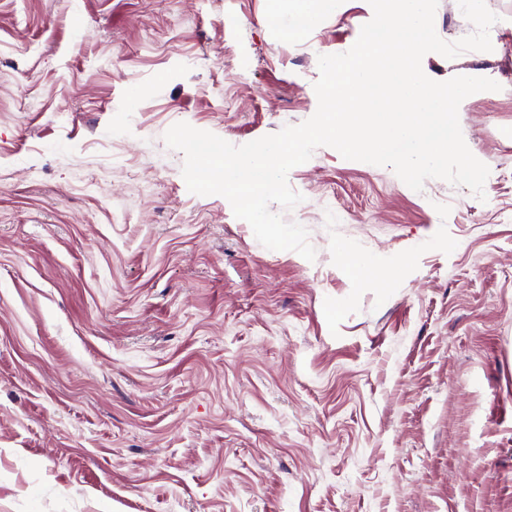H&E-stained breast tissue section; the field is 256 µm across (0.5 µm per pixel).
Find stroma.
<instances>
[{"label":"stroma","instance_id":"stroma-1","mask_svg":"<svg viewBox=\"0 0 512 512\" xmlns=\"http://www.w3.org/2000/svg\"><path fill=\"white\" fill-rule=\"evenodd\" d=\"M485 2L491 51L422 59L500 85L459 114L484 198L318 147L270 206L309 261L189 192L164 134L309 119L368 0L301 31L293 0H0V512H512V0ZM346 256L356 260L364 276L377 288H383L393 275L396 266L369 259L355 247H349Z\"/></svg>","mask_w":512,"mask_h":512}]
</instances>
